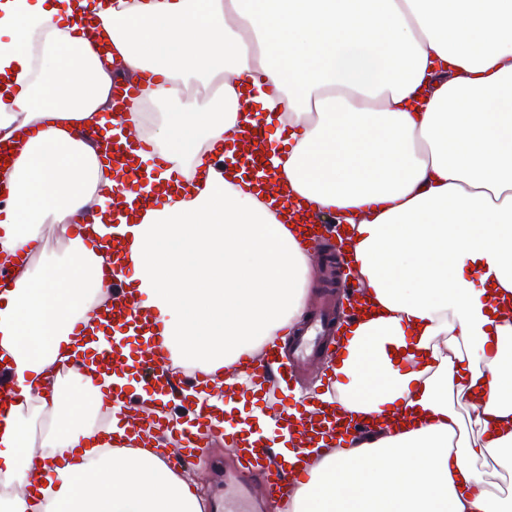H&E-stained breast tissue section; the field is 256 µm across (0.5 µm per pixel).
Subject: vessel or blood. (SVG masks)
Returning a JSON list of instances; mask_svg holds the SVG:
<instances>
[{
	"mask_svg": "<svg viewBox=\"0 0 512 512\" xmlns=\"http://www.w3.org/2000/svg\"><path fill=\"white\" fill-rule=\"evenodd\" d=\"M112 95L114 134L111 146L102 152L109 174L103 179L101 195L112 206L116 228L87 242L90 248L97 250L106 244L112 251V264L101 269V279L111 292L94 313L95 326L78 321L72 328L73 336L87 346L83 360L86 369L112 381L111 394L104 403L119 408L123 433L109 437L108 443L113 448H138L170 437L179 448L170 462L178 468L201 449L223 441L228 456L216 459L214 467L220 472L215 488L224 501V512H257L267 498L276 506H284L319 458L351 446L357 437L375 428L374 423L349 415L338 397L326 399L312 393L291 405L283 396L300 370L321 366L327 343L337 339L346 319L363 311L362 291L354 283H345L349 304L343 317L316 308L289 350L264 345L218 374L186 371L175 365L164 344L161 322L142 306L122 278L127 239L119 227L133 223L140 212L167 203L181 177L162 178L167 164L161 159H154L149 167L143 163L142 156L150 148L123 121L126 109L137 97L136 87L119 82ZM264 141L263 133L255 131L252 123L242 125L232 145L236 164L257 166L266 155ZM253 186L268 199L280 202L283 210L303 212L307 234L300 243L305 250L335 240L334 231L319 215L302 209L271 172H262ZM228 377L234 378V385H225ZM218 388L228 403L237 404L249 397L262 401L279 429L286 432L290 454L275 452L263 438L252 437L247 430L228 429L225 411L199 403L200 394ZM18 392L1 360L0 416L16 403Z\"/></svg>",
	"mask_w": 512,
	"mask_h": 512,
	"instance_id": "b4317fda",
	"label": "vessel or blood"
}]
</instances>
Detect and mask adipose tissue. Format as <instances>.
<instances>
[{
	"label": "adipose tissue",
	"mask_w": 512,
	"mask_h": 512,
	"mask_svg": "<svg viewBox=\"0 0 512 512\" xmlns=\"http://www.w3.org/2000/svg\"><path fill=\"white\" fill-rule=\"evenodd\" d=\"M83 7L0 0V140L36 131L0 175L11 256L44 225L79 221L101 173L70 130L105 125L118 73L75 35ZM97 14L157 108L133 121L193 181L127 240L129 281L175 363L217 372L304 314L298 237L211 159L244 122L275 126L292 190L353 230L376 310L332 372L342 406L380 426L317 461L293 512H512L476 465L512 471V317L490 300L512 294V0H99ZM198 85L211 95L189 96ZM103 261L76 239L0 287V348L21 391L0 419V485L44 479L0 497V512H203L155 451L90 445L117 430L94 424L111 380L55 373L84 351L71 325L103 299ZM396 405L411 418L399 432L381 424Z\"/></svg>",
	"instance_id": "adipose-tissue-1"
}]
</instances>
